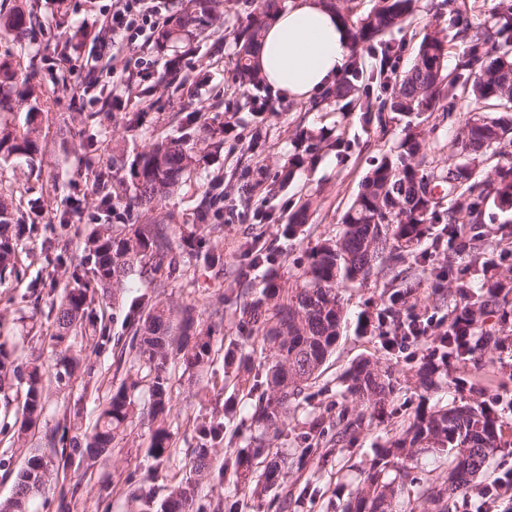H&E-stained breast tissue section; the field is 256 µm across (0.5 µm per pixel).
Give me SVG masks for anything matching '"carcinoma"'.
<instances>
[{
    "label": "carcinoma",
    "instance_id": "1",
    "mask_svg": "<svg viewBox=\"0 0 512 512\" xmlns=\"http://www.w3.org/2000/svg\"><path fill=\"white\" fill-rule=\"evenodd\" d=\"M217 0H187L184 11L158 33L155 45L160 49L172 43L194 38L196 31L212 23ZM279 0H259L236 41L240 79L260 90L265 80L254 64L256 45L268 20L279 8ZM336 11L350 30V74L360 73L363 50L380 46L395 53L396 48L382 41L385 33L413 17L416 0H380V5L358 21H353L342 0H323ZM501 23L489 26L481 21L465 20L457 24L452 37L430 31L423 37L412 67L403 75L378 71L386 97L380 101L377 118L382 113L400 112L419 118L440 106L453 111L467 102H495L509 108L504 115L488 119L472 118L465 124L462 138L451 142V149L461 160L446 167L431 166L427 160L426 141L414 129L405 134L396 150L383 156L366 176L361 191L342 217L343 230L336 240L323 244L311 254L301 274V283L287 293L273 282L267 283L260 296L243 308L242 319L250 339H260L269 346L271 360L265 375L267 390L255 403L252 423L277 435L286 426L294 404L314 380L333 352L339 335L344 307L339 292L343 281H368L382 264H398L404 252L421 244L431 235V224L439 208L448 202V247L458 257L448 262L440 278L455 284V295L467 304L474 324L463 329L455 313L448 311V325L436 332L431 342L438 362L453 372L466 361L475 348L462 347L459 336L477 337V342L504 346L507 338L498 336L505 305L507 285L491 274L492 268L512 260L505 251L492 257L487 252L476 225L482 222L484 207L490 199L512 207V5L500 6ZM30 16L17 9L0 15V32L26 29ZM463 44L461 62L454 74L445 72L451 40ZM34 68L24 70L9 60H0V112H10L33 95ZM38 106L29 109L30 119L22 132L0 126V154L34 158L40 152L39 127L35 123ZM372 106L366 105L365 119L372 121ZM320 150L319 143L307 137L304 154L294 165L312 164ZM495 159L492 174L483 175L479 166ZM194 163L192 152L179 140L155 142L138 155L127 171L128 186L134 189V203L151 211L165 200L181 182ZM13 223V208L0 199V276L15 267L17 244L8 235ZM93 277L102 291L119 288L136 267L154 276L168 268L176 270L178 259L171 225L160 221L134 220L117 228H106L92 241ZM410 288H387L383 292L381 325L395 333L402 329ZM87 290L65 291L56 314L52 338L60 350L54 352L56 381L74 376L78 360L62 347L68 335L82 329L87 309ZM130 349L134 363L146 369L153 399L154 416L164 413L169 394L167 363L169 359L170 318L163 308L154 307L143 318L133 321ZM211 336L199 333L186 353V365L199 367L209 360ZM13 367L11 352L0 343V387L8 384ZM45 374L34 363L23 377L24 400L20 430L36 425L45 406ZM397 381L389 371L365 360L351 368L344 378L343 397L355 402L341 408L334 421V433L327 435L320 426L307 446L298 448L288 458V467L298 470L310 459L325 463L335 447L351 440L365 425V412L384 413L396 390ZM138 382L121 384L111 394L99 415L90 437L87 457L96 460L112 451V442L136 415L134 390ZM504 422L491 405H456L421 410L403 422L398 437L389 442L375 461L343 512H389L392 502L412 477L417 450L426 448L448 457V478L441 484L424 487L423 496L434 505V512H457L456 496L481 477L493 455L501 449ZM171 435L157 428L150 439V456L159 464L173 455ZM53 443L29 454L17 475L13 495L0 501V512H35V501L51 487L50 466L58 457ZM278 452L257 443L230 454L224 467L215 471L209 462V449H196V470L212 477L217 484L232 472L236 479L255 482V495L277 487L280 468ZM396 460L394 476H388V463ZM197 497V486L181 484L154 510L149 512H190Z\"/></svg>",
    "mask_w": 512,
    "mask_h": 512
}]
</instances>
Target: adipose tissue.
Masks as SVG:
<instances>
[{
  "label": "adipose tissue",
  "instance_id": "obj_1",
  "mask_svg": "<svg viewBox=\"0 0 512 512\" xmlns=\"http://www.w3.org/2000/svg\"><path fill=\"white\" fill-rule=\"evenodd\" d=\"M349 42L347 27L321 0H288L263 30L256 63L272 90L301 100L339 77Z\"/></svg>",
  "mask_w": 512,
  "mask_h": 512
}]
</instances>
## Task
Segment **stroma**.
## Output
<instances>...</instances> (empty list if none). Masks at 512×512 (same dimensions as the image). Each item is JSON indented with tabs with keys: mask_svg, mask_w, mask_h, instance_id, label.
I'll list each match as a JSON object with an SVG mask.
<instances>
[{
	"mask_svg": "<svg viewBox=\"0 0 512 512\" xmlns=\"http://www.w3.org/2000/svg\"><path fill=\"white\" fill-rule=\"evenodd\" d=\"M111 0H67V17H59L51 0H0V13L15 8L30 13L21 34L0 36V59L37 68L36 94L42 152L34 167L24 161L0 158V195L12 198L18 225V263L15 273L0 280V337L14 350L16 365L49 363V334L64 289L76 281H91L94 260L86 247L96 227L63 223L72 200L94 205L101 190L96 172L108 171L120 181L132 160L164 138H178L192 147L195 163L180 187L151 219L171 224L176 239L193 245L178 257L180 269L166 287L132 274L111 298L94 300L86 311V336L70 337L80 367L66 384L50 383L39 424L20 439L12 429L0 433V500L11 496L15 477L28 452L54 442L74 464L64 481L75 491L70 512H132V493L151 492L162 500L188 477L200 447L202 431L213 423L224 425L223 438L211 443V462L220 467L229 452L254 440L281 454L306 446L314 423L330 428L344 406L340 379L358 361L369 359L391 371L398 381L395 415L373 418L350 443L338 447L325 465H310L302 473L287 474L285 482L297 497L288 512H342L364 480L380 449L393 438L401 419L423 408L445 406L457 400L495 401L505 424L502 451L489 473L512 467V379L492 381L475 377L486 351L474 353L459 365L458 385L447 375L434 376L431 387L416 375L421 362L390 349L378 330L384 289L411 284L410 305L421 318L441 320L447 310L432 290L436 271L447 268L448 225L436 222L431 241L421 252L425 262L408 254L404 264L386 268L367 283L342 284L345 317L335 352L315 384L305 390L281 434H263L260 428L242 429L253 409L238 381L243 372L224 361L227 348L248 353L253 372L265 371L261 344H248L239 331L240 311L259 293L266 280L282 289L294 288L309 256L341 228L342 217L362 182L383 154L390 152L407 131L409 119L393 112L381 120L365 121L360 106L378 103L379 86L370 80L379 59L364 54L363 74L356 84L368 93H356L339 106L323 99H278L272 112L262 111L257 93L237 76L235 36L254 9L253 0H221L217 16L192 44H174L158 50L154 42L130 51L125 74L131 95L112 98L110 56L97 64L96 84H89L80 55L91 45L100 10ZM469 15L488 23L498 19L499 0H418L414 16L386 39L401 47L400 70H407L423 35L431 30L453 34L458 4ZM95 122H88V113ZM139 124H131L135 113ZM465 110L426 113L420 128L433 164H451L448 144L458 138ZM323 136L313 165L293 167L303 132ZM306 208L308 219L297 235L285 228L290 215ZM266 248L267 262L254 267L248 250ZM162 307L171 316L173 354L168 362L169 405L166 414L152 417L147 384L134 392L138 418L112 444L111 454L87 462L85 448L91 429L110 391L136 378L129 343L133 309ZM192 314L197 329L209 331L208 363L186 367L180 353L181 321ZM172 436L175 454L156 465L148 454L150 436L157 427ZM415 462L418 481L405 485L396 512H433L422 495L423 482L443 481L445 460L419 451Z\"/></svg>",
	"mask_w": 512,
	"mask_h": 512,
	"instance_id": "obj_1",
	"label": "stroma"
}]
</instances>
